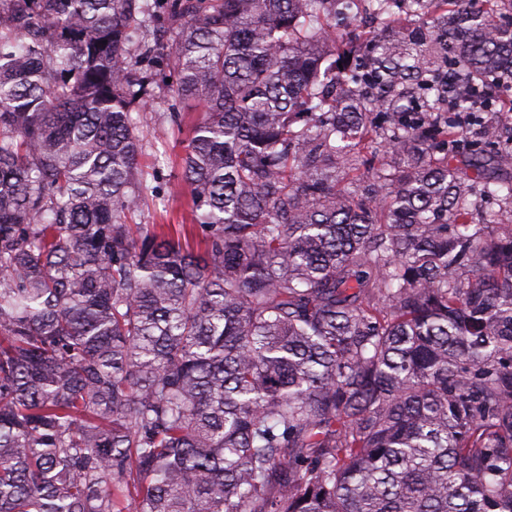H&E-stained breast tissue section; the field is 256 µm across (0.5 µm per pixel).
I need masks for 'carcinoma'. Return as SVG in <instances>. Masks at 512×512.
<instances>
[{"label": "carcinoma", "mask_w": 512, "mask_h": 512, "mask_svg": "<svg viewBox=\"0 0 512 512\" xmlns=\"http://www.w3.org/2000/svg\"><path fill=\"white\" fill-rule=\"evenodd\" d=\"M511 87L512 0H0V512H512ZM141 72L147 76L149 89L153 97L144 112L134 113L142 131L143 151L141 169L147 184L158 191V198L149 201V211L135 222L142 224H171L175 237L179 233V224H190L189 197L180 182V156L183 151L182 141L189 126L200 118V109L181 110V131L174 122L171 101L157 88L150 75L151 69L143 64ZM173 119V120H172ZM165 132L167 141L164 146L155 142L157 132Z\"/></svg>", "instance_id": "obj_1"}]
</instances>
